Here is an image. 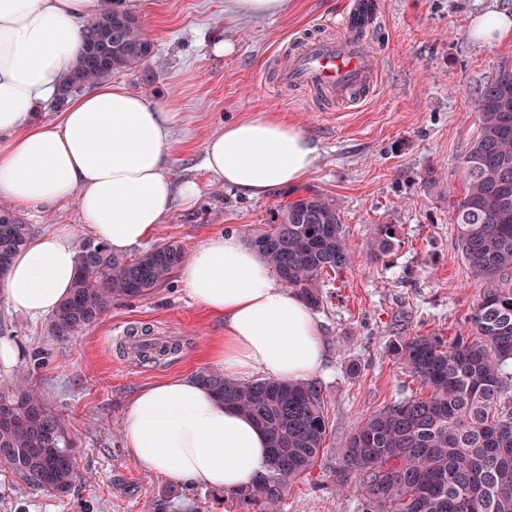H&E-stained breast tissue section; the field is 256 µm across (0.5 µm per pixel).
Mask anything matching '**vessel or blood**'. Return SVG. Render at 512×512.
Listing matches in <instances>:
<instances>
[{
    "mask_svg": "<svg viewBox=\"0 0 512 512\" xmlns=\"http://www.w3.org/2000/svg\"><path fill=\"white\" fill-rule=\"evenodd\" d=\"M368 26L360 8L343 12L336 21V35L312 37L286 57L279 70L283 85L328 103L355 99L373 85L377 74L366 48Z\"/></svg>",
    "mask_w": 512,
    "mask_h": 512,
    "instance_id": "vessel-or-blood-1",
    "label": "vessel or blood"
}]
</instances>
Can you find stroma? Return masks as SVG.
I'll return each instance as SVG.
<instances>
[{"label":"stroma","mask_w":512,"mask_h":512,"mask_svg":"<svg viewBox=\"0 0 512 512\" xmlns=\"http://www.w3.org/2000/svg\"><path fill=\"white\" fill-rule=\"evenodd\" d=\"M224 2L126 0L155 49L142 67L112 79L181 112L170 172L201 185L193 207L174 203L153 241H177L189 251L227 231L245 238L308 194L340 208L353 263L325 279L324 301L314 311L325 357L311 379L322 390L326 447L278 512H354V498L336 491L341 440L369 413L421 390L392 344L471 328L482 283L457 250L450 209L464 193L465 153L480 130L477 92L512 68V40L482 44L472 23L491 10L512 14V0H377L368 37L377 85L363 103L329 112L305 91L278 84L279 62L355 0H292L284 15L240 22L225 19ZM219 41L232 52L215 53ZM262 112L295 122L322 153L302 184L250 199L211 181L203 146L224 124ZM428 168L439 175L432 188L421 181ZM20 217L38 233L67 224L76 239L88 236L73 200ZM380 224L394 225L397 244L379 260L373 245ZM48 323L0 301V337L19 344V369L75 437L80 476L60 498L0 467V512H263L260 504L242 509L223 492L152 473L123 442L121 421L133 397L147 384L211 369L210 350L224 334L223 318L194 303L178 277L147 296L114 301L78 336H50ZM141 329L170 351L141 361L127 344Z\"/></svg>","instance_id":"35a3bbf8"}]
</instances>
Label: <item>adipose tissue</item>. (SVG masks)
I'll return each mask as SVG.
<instances>
[{
  "mask_svg": "<svg viewBox=\"0 0 512 512\" xmlns=\"http://www.w3.org/2000/svg\"><path fill=\"white\" fill-rule=\"evenodd\" d=\"M101 0H0V198L18 210L77 199L94 240L113 254L149 241L174 202L199 188L169 171L180 113L124 84L101 82L70 98L57 121L36 119L84 48L83 31ZM318 144L276 114L225 124L204 144L213 181L251 197L303 183ZM76 275L68 226L31 236L0 280V299L38 318L53 313ZM189 297L223 315L212 362L226 379L255 372L300 382L324 358L310 308L233 232L208 239L179 266ZM126 448L150 471L177 482L232 492L264 471L268 439L196 378L151 384L121 423Z\"/></svg>",
  "mask_w": 512,
  "mask_h": 512,
  "instance_id": "1",
  "label": "adipose tissue"
}]
</instances>
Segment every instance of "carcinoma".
Returning a JSON list of instances; mask_svg holds the SVG:
<instances>
[{
	"label": "carcinoma",
	"instance_id": "obj_1",
	"mask_svg": "<svg viewBox=\"0 0 512 512\" xmlns=\"http://www.w3.org/2000/svg\"><path fill=\"white\" fill-rule=\"evenodd\" d=\"M84 52L65 80L55 107L85 87L147 61L153 44L139 21L104 5L83 31ZM480 132L465 154V190L452 206L463 261L484 283L470 316L471 333L447 339L406 336L391 350L429 390L368 414L341 443L336 483L358 479L357 512H512V70L505 68L477 93ZM280 221L247 239L285 287L307 305L323 303L322 276L352 262L340 209L318 195L288 203ZM32 234L14 217L0 224V275ZM396 231L376 229V257L390 255ZM176 242L135 257H118L93 239L79 243L76 277L52 314L50 335L74 337L119 298L146 296L182 262ZM224 404L252 418L269 443L264 473L224 495L240 507L259 500L274 512L292 485L310 472L328 436L321 390L313 383L256 379L240 383L218 372L196 375ZM0 467L30 487L69 493L76 482L75 440L63 417L29 377L0 389Z\"/></svg>",
	"mask_w": 512,
	"mask_h": 512
}]
</instances>
